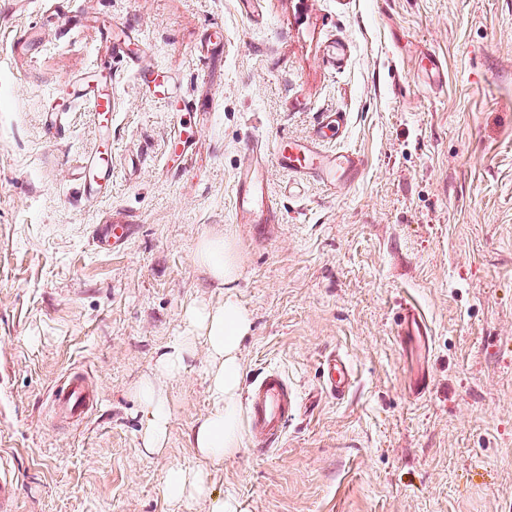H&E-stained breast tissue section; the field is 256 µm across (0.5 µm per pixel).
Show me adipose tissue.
<instances>
[{"label":"adipose tissue","instance_id":"adipose-tissue-1","mask_svg":"<svg viewBox=\"0 0 512 512\" xmlns=\"http://www.w3.org/2000/svg\"><path fill=\"white\" fill-rule=\"evenodd\" d=\"M198 263L218 283L229 285L237 280L239 261L233 245L222 238L204 239L197 251ZM191 325L200 330L210 354L208 391L212 410L194 429L191 443L199 456L209 462H222L240 446L239 399L242 381L241 343L249 330L244 310L233 301L218 309H195ZM195 339L178 336L159 355L153 375L145 377L136 388L143 415L144 448L157 452L163 449L172 419L168 400L163 392V379L180 373L192 357ZM165 497L175 503L209 493L206 470L169 469L164 479Z\"/></svg>","mask_w":512,"mask_h":512}]
</instances>
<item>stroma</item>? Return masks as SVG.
I'll list each match as a JSON object with an SVG mask.
<instances>
[{
  "mask_svg": "<svg viewBox=\"0 0 512 512\" xmlns=\"http://www.w3.org/2000/svg\"><path fill=\"white\" fill-rule=\"evenodd\" d=\"M54 3L0 0V459L16 512H212L216 498L236 512H512V0H262L249 14L238 0H71L74 26ZM121 33L191 110L102 53ZM333 40L348 48L337 65ZM428 49L443 87L418 67ZM96 66L113 71L114 175L93 198L77 170L100 132L71 82ZM334 111L349 124L332 147L363 157L360 179L333 193L269 165L281 223H236L247 144L307 136ZM105 224L130 225L127 245L99 252ZM213 236L236 249L232 287L195 259ZM228 299L250 321L243 388L280 369L298 414L277 449L244 432L234 456L202 460L200 341L164 382L166 446L145 451L137 384L192 308ZM404 301L429 324L426 350L397 342ZM332 352L353 372L341 400L319 394ZM71 371L99 392L79 424L48 411ZM173 467L207 470L210 495L169 501Z\"/></svg>",
  "mask_w": 512,
  "mask_h": 512,
  "instance_id": "stroma-1",
  "label": "stroma"
}]
</instances>
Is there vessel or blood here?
Listing matches in <instances>:
<instances>
[{
  "instance_id": "vessel-or-blood-1",
  "label": "vessel or blood",
  "mask_w": 512,
  "mask_h": 512,
  "mask_svg": "<svg viewBox=\"0 0 512 512\" xmlns=\"http://www.w3.org/2000/svg\"><path fill=\"white\" fill-rule=\"evenodd\" d=\"M424 71L436 85H443L448 72L431 50L421 57ZM111 76H86L75 82L76 97L88 103L103 127L112 125ZM348 116L343 112L323 113L314 134L306 140L283 141L277 147L275 160L283 170L302 181H313L328 188L351 183L361 174L364 160L354 151L330 149L333 137L345 132ZM265 152L261 144H253L246 163L235 177L234 210L236 221L252 227L268 228L280 223L281 215L270 195L264 177ZM90 193L97 194L112 185V151L103 149L86 156L79 168ZM130 228L125 224L107 225L98 235L100 248L110 250L126 242ZM428 324L413 304L400 305L398 337L400 343L413 340L427 343ZM323 391L333 397L344 396L350 386L351 369L341 355L328 354L322 363ZM52 406L65 418L80 421L98 405L95 387L82 375L70 374L60 379L50 394ZM297 411V398L287 378L275 370L264 371L246 397L245 421L250 439L256 447L271 449L282 438L288 419ZM18 477L14 470L0 464V512H16Z\"/></svg>"
}]
</instances>
